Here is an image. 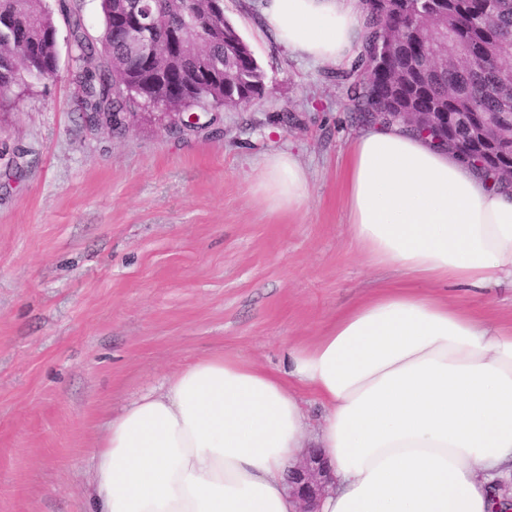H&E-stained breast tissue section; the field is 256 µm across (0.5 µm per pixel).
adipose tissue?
<instances>
[{
	"label": "adipose tissue",
	"mask_w": 512,
	"mask_h": 512,
	"mask_svg": "<svg viewBox=\"0 0 512 512\" xmlns=\"http://www.w3.org/2000/svg\"><path fill=\"white\" fill-rule=\"evenodd\" d=\"M262 29L314 63H348L361 0H266ZM348 232L381 282L288 368L221 351L189 363L113 419L89 512H299L285 477L319 449L333 485L320 512H494L512 481V321L459 293L512 287V185L402 126L370 124L344 173ZM270 208L307 199L292 153L258 182ZM323 408L311 426L303 395Z\"/></svg>",
	"instance_id": "obj_1"
}]
</instances>
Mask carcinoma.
Segmentation results:
<instances>
[{"label": "carcinoma", "instance_id": "carcinoma-1", "mask_svg": "<svg viewBox=\"0 0 512 512\" xmlns=\"http://www.w3.org/2000/svg\"><path fill=\"white\" fill-rule=\"evenodd\" d=\"M367 19L363 49L350 66L336 73L353 112L365 122L374 112L386 123H401L404 112H449L421 131L438 146L452 145L458 155L497 170L512 166V146L476 140L472 130L483 122L512 126V0H400L398 21L416 33L418 52L412 58L393 54L396 68L411 63L427 68L446 45L462 47L470 63L445 71L432 70L423 81L413 79L400 89L369 75L371 52L384 37L382 16L395 0H365ZM134 5L157 13L193 44L203 43L194 63L161 57L165 81H149L148 67L116 22V15ZM103 32L93 41L81 19L71 22L70 39L79 64L85 111L99 119L128 112L137 99L160 103L177 97L175 112L210 106H240L260 96L264 72L250 47L224 15V0L207 8L203 0H101ZM435 19L431 29L414 28L422 15ZM57 30L46 0H0V89H10L28 76L49 77L57 70Z\"/></svg>", "mask_w": 512, "mask_h": 512}]
</instances>
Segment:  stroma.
Returning a JSON list of instances; mask_svg holds the SVG:
<instances>
[{
  "label": "stroma",
  "mask_w": 512,
  "mask_h": 512,
  "mask_svg": "<svg viewBox=\"0 0 512 512\" xmlns=\"http://www.w3.org/2000/svg\"><path fill=\"white\" fill-rule=\"evenodd\" d=\"M55 10L54 76L0 98V512H86L113 417L217 351L286 368L380 279L352 247L341 172L361 128L331 67L261 33L262 0L224 13L265 73L248 105L157 115L123 134L83 120L72 15L99 38V0ZM290 151L309 196L270 211L268 155Z\"/></svg>",
  "instance_id": "35a3bbf8"
}]
</instances>
